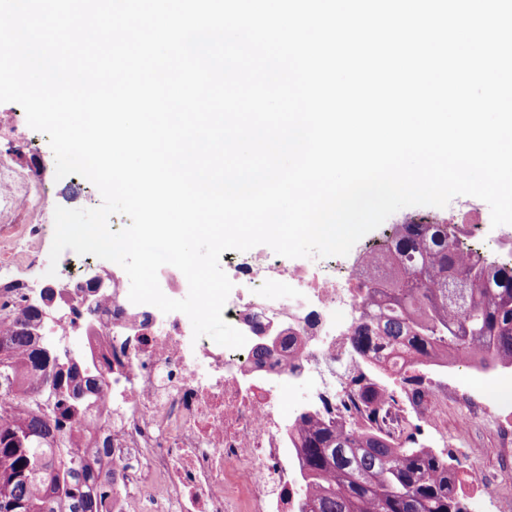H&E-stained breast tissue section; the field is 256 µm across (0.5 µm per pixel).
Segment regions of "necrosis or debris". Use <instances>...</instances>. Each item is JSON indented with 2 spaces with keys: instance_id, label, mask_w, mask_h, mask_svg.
I'll list each match as a JSON object with an SVG mask.
<instances>
[{
  "instance_id": "1",
  "label": "necrosis or debris",
  "mask_w": 512,
  "mask_h": 512,
  "mask_svg": "<svg viewBox=\"0 0 512 512\" xmlns=\"http://www.w3.org/2000/svg\"><path fill=\"white\" fill-rule=\"evenodd\" d=\"M38 196L28 176L0 166V222L17 207L38 209ZM39 238L34 223L0 237V279L40 260ZM374 253L316 263L225 253L233 288L222 316L247 338L238 349L194 337L183 313L132 303L120 267L102 292L105 306L86 320L80 287L93 275L64 257L58 317L67 350L79 360L91 349L112 358L111 379L89 408L120 464L112 512H295L298 468L287 430L301 413L299 385L316 395L315 413L332 406L339 421L359 424L349 397L358 371L350 334L358 271ZM277 334L296 336L297 354L254 364L255 346Z\"/></svg>"
}]
</instances>
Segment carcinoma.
Instances as JSON below:
<instances>
[{
    "label": "carcinoma",
    "instance_id": "obj_1",
    "mask_svg": "<svg viewBox=\"0 0 512 512\" xmlns=\"http://www.w3.org/2000/svg\"><path fill=\"white\" fill-rule=\"evenodd\" d=\"M358 357H385L388 374L417 396L422 371L440 359L512 367V266L479 252L466 261L449 224H395L360 269ZM37 304H0V498L18 512H112V442L82 414L112 369L103 356L71 363L42 341ZM355 394L375 425L354 429L333 417H302L297 439L298 512H468L457 474L432 449L390 430L386 395L366 373Z\"/></svg>",
    "mask_w": 512,
    "mask_h": 512
}]
</instances>
